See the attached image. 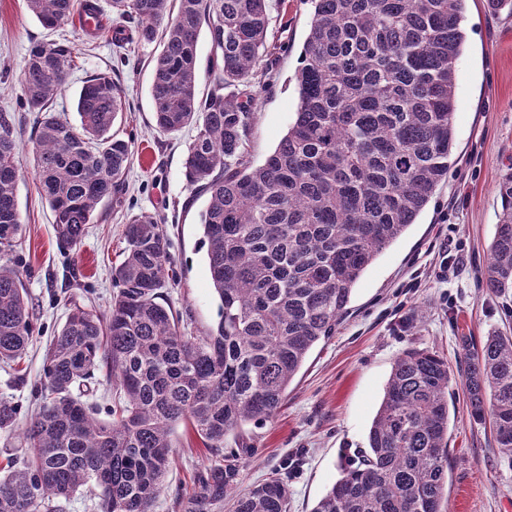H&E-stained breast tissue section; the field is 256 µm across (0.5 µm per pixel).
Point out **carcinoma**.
<instances>
[{
	"label": "carcinoma",
	"mask_w": 512,
	"mask_h": 512,
	"mask_svg": "<svg viewBox=\"0 0 512 512\" xmlns=\"http://www.w3.org/2000/svg\"><path fill=\"white\" fill-rule=\"evenodd\" d=\"M118 56L159 43L152 59L156 125L194 124L184 178L208 196L202 224L210 284L220 300L215 328L186 330L165 302L168 241L149 213L131 218L127 249L112 270L105 312L74 304L49 344L36 389L39 412L24 425L0 399V434L21 454L0 477V512H63L78 493L99 512H151L173 463L171 434L189 423L220 459L199 476L182 512H288V484L273 473L247 493L244 467L224 441L271 419L308 353L335 335L364 271L448 181L455 158L456 64L466 41L467 0H303L308 32L296 71L295 119L273 153L253 165L258 70L284 43L269 41L268 0H110ZM47 29L96 6L26 0ZM211 41L209 88L197 91L202 27ZM74 47L33 46L22 69V105L39 112L34 169L57 238L80 245L99 204L118 199L132 140L112 133L124 88L89 77L80 125L50 107L65 89ZM21 142L0 112V258L21 245L16 197ZM500 213L482 272L484 287L512 292V165L498 182ZM32 333L21 274L0 262V361L15 364ZM119 389L112 419L86 400L97 376ZM471 421L490 426L512 462V336L492 333L466 355L462 374ZM448 359L408 348L395 359L360 461L343 466L312 512H448Z\"/></svg>",
	"instance_id": "obj_1"
}]
</instances>
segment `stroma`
I'll return each instance as SVG.
<instances>
[{
	"mask_svg": "<svg viewBox=\"0 0 512 512\" xmlns=\"http://www.w3.org/2000/svg\"><path fill=\"white\" fill-rule=\"evenodd\" d=\"M102 30L86 35L75 24L45 29L26 0H0V112L13 113L21 134L17 201L22 224L18 266L33 310L32 342L24 360L0 364V398L26 421L35 409L33 392L43 357L62 327L71 303L106 310L114 288L112 269L124 258V231L131 216L163 217L169 265L175 283L164 290L167 302L187 317L188 329L202 336L219 320V300L209 282L207 247L200 215L205 196L191 197L184 180L187 148L197 129L161 131L150 95L156 48L135 46L118 64L112 45L109 0H97ZM269 0L271 38L287 44L259 91L249 142L253 164L271 154L295 117V73L308 31L302 0ZM468 41L457 62L455 155L448 180L398 240L364 272L352 294L348 315L329 340L310 352L291 383L277 414L259 426H246L248 452L235 490L246 493L272 471L288 477L289 512H311L338 478L356 461L383 398L391 367L405 349H430L447 358L453 390L462 394L460 374L465 347L493 332L512 335V293L484 288L480 272L495 232L499 201L496 185L512 162V18L489 11L486 0H467ZM79 44L82 54L56 113L78 123V94L87 76L110 73L126 93V108L113 130L132 139L134 157L120 200L98 206L80 247L60 245L54 215L42 196L33 169V119L22 103V66L32 46L49 40ZM463 242L455 268L443 260ZM174 463L152 512H180L177 498L191 493L209 464L195 434L178 424L172 434ZM449 512H512V465L499 455L483 426L459 411L448 431Z\"/></svg>",
	"mask_w": 512,
	"mask_h": 512,
	"instance_id": "1",
	"label": "stroma"
}]
</instances>
